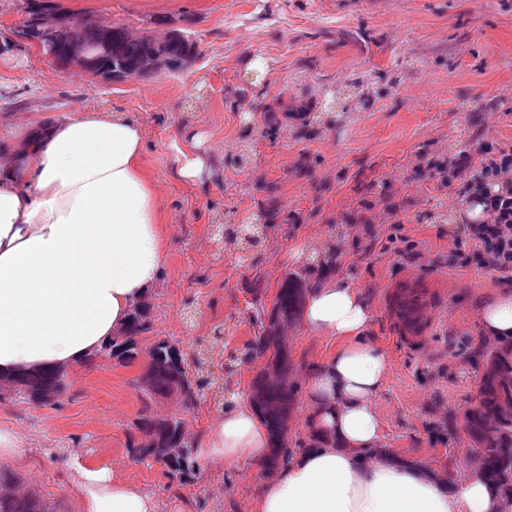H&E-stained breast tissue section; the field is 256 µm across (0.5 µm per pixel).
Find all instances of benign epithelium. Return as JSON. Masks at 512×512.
I'll return each mask as SVG.
<instances>
[{
  "instance_id": "1",
  "label": "benign epithelium",
  "mask_w": 512,
  "mask_h": 512,
  "mask_svg": "<svg viewBox=\"0 0 512 512\" xmlns=\"http://www.w3.org/2000/svg\"><path fill=\"white\" fill-rule=\"evenodd\" d=\"M75 24L94 31L95 41L80 45L63 44V33ZM16 41L25 45L36 44L44 58L51 62L62 57L70 58L74 64L95 74L99 64L113 52L112 22L102 18L76 21L60 11L50 10L20 26L16 31Z\"/></svg>"
}]
</instances>
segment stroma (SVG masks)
<instances>
[{"instance_id": "stroma-1", "label": "stroma", "mask_w": 512, "mask_h": 512, "mask_svg": "<svg viewBox=\"0 0 512 512\" xmlns=\"http://www.w3.org/2000/svg\"><path fill=\"white\" fill-rule=\"evenodd\" d=\"M58 3L137 34L173 28L196 46L179 71L106 80L32 46L5 48L24 13L22 0H0L1 127L77 106L123 112L142 126V164L163 204L168 246L141 345L166 337L189 349L224 338L223 352L201 366L224 396L185 414L188 430L204 434L226 401L250 396L265 362L243 354L262 310L287 273L330 255L334 274L373 306L370 337L391 362L375 400L384 446L467 477L464 430L449 439L438 427L471 403L482 365L465 344L480 334L483 299L512 290V275L486 268L466 244L471 207L459 183L438 187L431 165L512 143V0ZM196 133L211 165L191 181L179 174L178 149ZM250 224L266 227L254 242ZM414 290L432 303L412 345L389 299ZM288 344L300 381L332 347L299 324ZM143 366L110 360L69 371L66 393L51 405L0 399V428L20 437L0 467L62 512H81L74 452L109 465L158 512H255L259 467L205 469L173 487L162 464L132 458Z\"/></svg>"}]
</instances>
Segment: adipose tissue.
<instances>
[{
    "mask_svg": "<svg viewBox=\"0 0 512 512\" xmlns=\"http://www.w3.org/2000/svg\"><path fill=\"white\" fill-rule=\"evenodd\" d=\"M141 126L120 112L74 108L29 120L0 141V373L85 365L145 302L165 260L162 204L142 166ZM361 289L324 274L301 323L334 347L306 377V426L315 438L269 473L256 512H512L474 474L370 456L383 431L375 398L390 368L368 332ZM486 338L512 340V291L484 300ZM270 452L251 401L226 407L200 439L198 463L259 465ZM82 512H157L154 498L110 466L71 454Z\"/></svg>",
    "mask_w": 512,
    "mask_h": 512,
    "instance_id": "obj_1",
    "label": "adipose tissue"
}]
</instances>
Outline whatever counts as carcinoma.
<instances>
[{
    "instance_id": "1",
    "label": "carcinoma",
    "mask_w": 512,
    "mask_h": 512,
    "mask_svg": "<svg viewBox=\"0 0 512 512\" xmlns=\"http://www.w3.org/2000/svg\"><path fill=\"white\" fill-rule=\"evenodd\" d=\"M115 46L112 61H104L101 71L112 69L125 72L138 67L152 57L161 63L157 71L176 72L186 63L192 47L187 44L161 43L149 35L136 40L126 39L127 27L114 28ZM323 269H307L287 274L278 289L269 313L261 322L259 334L246 347L249 359L265 360L266 369L259 372L251 384V400L266 427L271 441V453L264 470L273 471L288 459L292 448L302 447L301 439L290 440V422L298 391L294 367L290 359L286 331L299 319L303 301L311 282ZM417 292L396 298L391 313L395 326L403 337H415L425 322L412 305L421 301ZM152 320L146 304L136 308L128 328L112 337L96 357L108 356L127 364L145 354L146 369L138 377L144 405L143 416L135 425L137 434L128 435V451L142 463L160 462L179 485L192 481L200 472L196 459L197 439L182 434L180 417L153 416L151 406L157 399H186L192 390H201L205 381L190 372L201 368V358H187L180 345L167 338L155 340L148 348H140L141 335L150 332ZM470 357L483 361L484 370L476 381L473 408L466 414L465 429L473 443L466 462L470 469L492 482L512 506V343L504 346L481 340L471 347ZM27 381L11 376L15 382L13 394L38 399L59 397L63 387L59 379L35 370ZM21 482L0 470V512H43L48 503L38 495L19 490Z\"/></svg>"
}]
</instances>
